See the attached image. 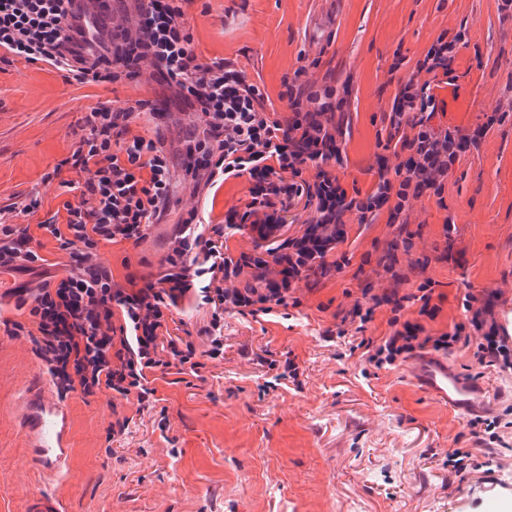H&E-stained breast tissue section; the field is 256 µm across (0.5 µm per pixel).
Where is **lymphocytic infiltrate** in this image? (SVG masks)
Returning a JSON list of instances; mask_svg holds the SVG:
<instances>
[{
	"label": "lymphocytic infiltrate",
	"instance_id": "obj_1",
	"mask_svg": "<svg viewBox=\"0 0 512 512\" xmlns=\"http://www.w3.org/2000/svg\"><path fill=\"white\" fill-rule=\"evenodd\" d=\"M95 2L0 0V50L46 63L80 82L139 81L147 75L162 80L172 102L197 118L182 143L184 181L196 190H216L245 177L250 187L244 207L230 209L223 223L188 211L176 224L158 278L140 282L131 275L127 287H119L98 249L118 241L140 244L169 210L173 172L164 142L130 133L144 117L159 119L163 113L145 99L87 112L77 148L53 168L57 176L67 167L83 173V180L67 183L76 199L64 203V218L39 224L43 236L67 254L69 272L17 290L38 333L36 353L63 394L105 388L122 398L136 395L141 408H152L156 390L149 372L175 365L196 374L203 359H222L225 314H271L287 305L302 280L339 270L331 254L345 241L346 224L370 223L383 210L399 218L424 197L443 201L449 170L507 118L492 113L470 133L433 125L437 101L430 78L451 73L469 43L466 29L441 32L383 115L390 132L376 142L374 188L350 193L336 174L344 163L341 114L347 101L339 86L306 80V67H299L279 95L288 119L271 118L266 95L242 70L223 60H199L183 23L190 0H129L109 27L90 26ZM309 168L314 175L308 180L303 173ZM299 202L309 211L299 234L280 237L288 209ZM228 229L256 232L265 250L226 256L222 238ZM43 263L29 227L0 220V270L32 273ZM397 263L395 249H388L378 265L389 274V287L378 292L365 284L360 300L341 317L362 334L377 309L389 308L390 333L374 345L370 362L393 366L425 350L446 354L478 334V365L512 370V347L491 319V300L465 293V321L430 334L422 320L436 318L439 307L434 282L425 275L429 262H413L423 279L410 292L403 289L408 278ZM190 291L210 314L200 330L208 341L202 353L189 338L168 340L163 334L179 299ZM413 306L418 319H405Z\"/></svg>",
	"mask_w": 512,
	"mask_h": 512
}]
</instances>
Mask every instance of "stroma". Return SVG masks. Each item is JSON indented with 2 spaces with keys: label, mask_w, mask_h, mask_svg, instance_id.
I'll use <instances>...</instances> for the list:
<instances>
[{
  "label": "stroma",
  "mask_w": 512,
  "mask_h": 512,
  "mask_svg": "<svg viewBox=\"0 0 512 512\" xmlns=\"http://www.w3.org/2000/svg\"><path fill=\"white\" fill-rule=\"evenodd\" d=\"M194 50L205 62L224 59L264 89L276 118L284 77L302 58L318 59L312 80L349 82L344 115L345 188L369 190L376 178V138L398 91L395 58L414 67L444 30L466 28L469 46L454 62L455 80L435 94V126L472 130L484 116L512 105V17L497 0H193L185 11ZM160 81L137 84L65 79L44 64L0 60V208L11 223L35 225L61 210L73 194L53 178L54 165L77 147L80 119L93 107L152 98L164 101ZM164 223L140 245L106 243L102 262L114 279L157 275L175 223L198 210L213 224L246 200V178L217 191L192 192L182 178ZM40 193L35 215L16 212ZM451 233H444L446 222ZM410 238L402 263L429 255L426 271L441 294L440 311L426 321L431 334L465 318L466 289L491 296L493 314L512 337V117L494 127L448 173L446 206L419 201L404 223L381 213L351 224L341 250L342 271L301 282L295 306L271 315L224 317V358L201 377L177 368L154 371L152 409L103 391L68 393L69 457L48 479L29 454L20 401L31 387L49 395V382L30 337L8 335L10 321L26 322L11 288L29 275L0 273V512H23L28 495L54 492L64 512H512V429L504 445L476 443L466 419L422 392L401 368L367 360L362 338L380 341L390 312H376L365 336H339L338 315L376 276L374 259ZM475 346L457 347L449 363L481 377L493 414L512 405V371L480 369ZM293 361L297 378H276L268 360ZM127 419L125 433L112 425ZM469 454L474 469L455 473L448 453Z\"/></svg>",
  "instance_id": "obj_1"
}]
</instances>
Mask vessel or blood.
Listing matches in <instances>:
<instances>
[{
	"instance_id": "b4317fda",
	"label": "vessel or blood",
	"mask_w": 512,
	"mask_h": 512,
	"mask_svg": "<svg viewBox=\"0 0 512 512\" xmlns=\"http://www.w3.org/2000/svg\"><path fill=\"white\" fill-rule=\"evenodd\" d=\"M405 372L422 392L461 417L485 409V386L460 376L447 359L425 355L407 364ZM22 420L34 460L46 474L58 473L69 455L65 405L44 390L29 391L22 401ZM24 512H62V507L54 494L42 491L27 498Z\"/></svg>"
}]
</instances>
